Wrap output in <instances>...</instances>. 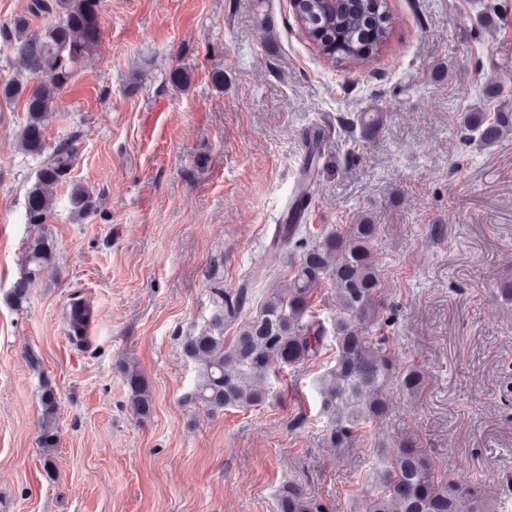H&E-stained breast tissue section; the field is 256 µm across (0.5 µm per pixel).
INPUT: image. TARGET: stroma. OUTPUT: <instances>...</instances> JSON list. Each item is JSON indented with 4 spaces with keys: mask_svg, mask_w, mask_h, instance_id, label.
<instances>
[{
    "mask_svg": "<svg viewBox=\"0 0 512 512\" xmlns=\"http://www.w3.org/2000/svg\"><path fill=\"white\" fill-rule=\"evenodd\" d=\"M388 7L387 46L361 68L323 60L290 0H104L100 46L46 133L49 147L74 143L71 175L99 208L73 219L58 187L56 266L21 312L5 295L41 161L17 148L22 104H0V512H277L289 483L324 512H361L378 442L412 444L512 512V300L499 292L512 282V139L483 148L460 123L512 112V0ZM176 67L193 74L186 90L168 79ZM360 112L384 113L382 131L351 126ZM318 127L308 230L380 224L382 333L424 375L341 449L324 444L317 415L330 347L270 375L266 405L211 416L183 400L197 372L182 344L210 327L220 292L246 290L247 319L299 260L270 240ZM76 293L94 311L85 349L66 335ZM121 363L147 378L150 418L127 409ZM45 379L59 396L51 476L38 442Z\"/></svg>",
    "mask_w": 512,
    "mask_h": 512,
    "instance_id": "stroma-1",
    "label": "stroma"
}]
</instances>
